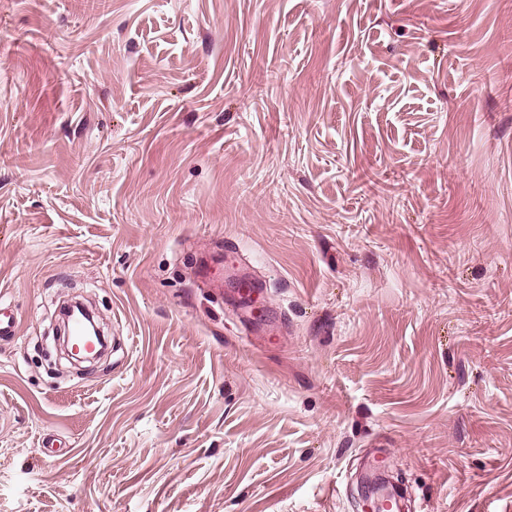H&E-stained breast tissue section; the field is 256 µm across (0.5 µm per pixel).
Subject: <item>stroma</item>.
<instances>
[{
  "label": "stroma",
  "mask_w": 512,
  "mask_h": 512,
  "mask_svg": "<svg viewBox=\"0 0 512 512\" xmlns=\"http://www.w3.org/2000/svg\"><path fill=\"white\" fill-rule=\"evenodd\" d=\"M0 307V512H512V0H0ZM386 479L379 475H365L360 478L358 492L364 502L365 512L388 511L384 496L378 494V487L386 483Z\"/></svg>",
  "instance_id": "35a3bbf8"
}]
</instances>
